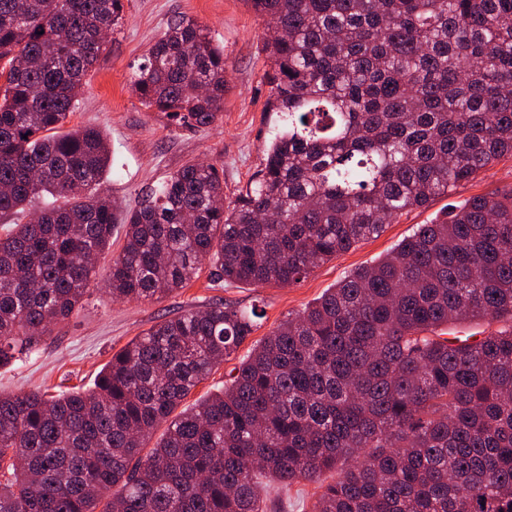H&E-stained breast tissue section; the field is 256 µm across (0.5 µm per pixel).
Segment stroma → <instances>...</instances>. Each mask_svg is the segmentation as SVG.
I'll use <instances>...</instances> for the list:
<instances>
[{
  "instance_id": "obj_1",
  "label": "stroma",
  "mask_w": 512,
  "mask_h": 512,
  "mask_svg": "<svg viewBox=\"0 0 512 512\" xmlns=\"http://www.w3.org/2000/svg\"><path fill=\"white\" fill-rule=\"evenodd\" d=\"M181 16L206 28L213 43L223 46L228 65L223 117L206 128L178 126L164 113L146 109L131 86L132 72L150 44ZM266 32L246 0H125L122 23L108 37L70 119L71 126L94 127L108 136L112 166L100 186L103 195L123 208H133L169 173L185 163L202 161L223 170L224 202L234 204L256 175L274 125L266 111L271 90L261 51ZM509 190L512 157L506 156L452 196L435 198L427 208L404 214L379 236L337 255L298 284L225 285L214 281L205 266L185 288L152 301H116L109 294L106 273L123 246V229L115 227L112 247L97 261L98 276L82 308L45 345L0 368V392L41 389L57 395L93 388L102 368L132 338L165 316L215 299L263 309L253 333L254 339H261L349 272L385 255L417 225L431 223L471 197Z\"/></svg>"
}]
</instances>
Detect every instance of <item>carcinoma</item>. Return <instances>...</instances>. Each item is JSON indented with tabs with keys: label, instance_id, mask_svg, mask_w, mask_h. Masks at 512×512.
Masks as SVG:
<instances>
[{
	"label": "carcinoma",
	"instance_id": "carcinoma-1",
	"mask_svg": "<svg viewBox=\"0 0 512 512\" xmlns=\"http://www.w3.org/2000/svg\"><path fill=\"white\" fill-rule=\"evenodd\" d=\"M246 2L271 30L276 115L253 184L226 207L219 169L188 163L123 209L98 192L106 136L63 130L123 0H0V217L53 198L0 236V367L78 310L117 224L115 299L166 296L206 261L293 285L512 156V0ZM225 72L183 16L131 82L199 128ZM257 317L211 302L131 339L92 389L0 393V512H273L266 488L300 482L311 512H512V190L418 225L179 409ZM480 320L501 327L450 335Z\"/></svg>",
	"mask_w": 512,
	"mask_h": 512
}]
</instances>
